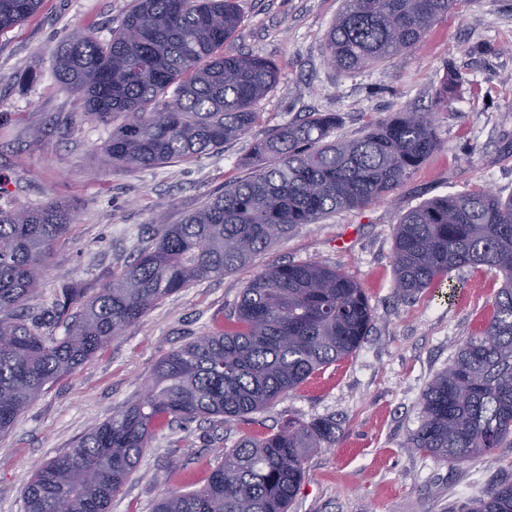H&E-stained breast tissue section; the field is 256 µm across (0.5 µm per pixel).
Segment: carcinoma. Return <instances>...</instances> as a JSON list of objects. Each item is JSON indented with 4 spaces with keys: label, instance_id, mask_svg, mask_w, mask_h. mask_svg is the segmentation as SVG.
<instances>
[{
    "label": "carcinoma",
    "instance_id": "cac0c4a2",
    "mask_svg": "<svg viewBox=\"0 0 512 512\" xmlns=\"http://www.w3.org/2000/svg\"><path fill=\"white\" fill-rule=\"evenodd\" d=\"M43 0H0V33ZM454 0H344L326 34L340 70L377 66L410 53L448 15ZM237 0H137L111 39L74 30L54 63L61 87L112 125L107 166L152 168L209 154L256 124L258 103L279 83L277 65L253 53L224 54L240 26ZM336 114L314 112L273 129L254 145L263 161L177 224L159 221L151 247L92 297L74 284L50 306L25 312L43 267L71 223L68 202L0 210V433L44 387L192 281L223 275L279 238L339 210L386 199L439 147L426 113L400 112L359 138H331ZM397 292L412 298L462 267L502 277L484 337L460 346L453 370L422 394V420L406 446L445 461L488 459L512 444V195L477 189L410 209L397 224ZM373 313L344 272L309 263L274 265L244 289L228 326L172 351L157 364L148 395L92 426L69 452L42 462L23 491L24 512H108L167 422L243 417L296 390L315 371L352 355ZM66 325V335L53 329ZM81 341L71 340L72 335ZM336 443V420L244 436L224 449L207 484L166 491L155 512H288L308 454ZM465 512H512L504 478Z\"/></svg>",
    "mask_w": 512,
    "mask_h": 512
}]
</instances>
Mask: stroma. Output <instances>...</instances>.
I'll list each match as a JSON object with an SVG mask.
<instances>
[{
    "label": "stroma",
    "mask_w": 512,
    "mask_h": 512,
    "mask_svg": "<svg viewBox=\"0 0 512 512\" xmlns=\"http://www.w3.org/2000/svg\"><path fill=\"white\" fill-rule=\"evenodd\" d=\"M238 3L243 20L225 53L255 52L280 72L258 105L259 122L222 150L140 170L103 165L110 126L84 112L81 98L62 90L53 72L73 28L109 40L134 0H43L38 13L0 33V210L78 204L30 310L49 306L66 283L96 293L131 262L145 226L159 218L177 223L251 173L259 164L254 142L308 113H336L335 137L353 138L393 113L428 109L440 146L386 200L304 225L236 271L180 289L47 385L0 435V512H23V489L38 465L143 396L163 357L223 330L247 284L286 262L336 267L360 284L374 309L360 347L245 417L157 427L109 512H153L165 490L201 488L241 437L326 417L336 420V444L312 453L289 512H459L498 480L512 479V446L496 449L490 461L463 462L406 446L421 421L425 386L468 337L483 335L501 277L463 267L404 301L393 272L394 229L410 208L482 187L512 195V0H455L412 53L352 72L329 64L325 50L344 0ZM26 68L35 82L21 81ZM453 71L466 82L449 106L434 107L436 90Z\"/></svg>",
    "instance_id": "35a3bbf8"
}]
</instances>
